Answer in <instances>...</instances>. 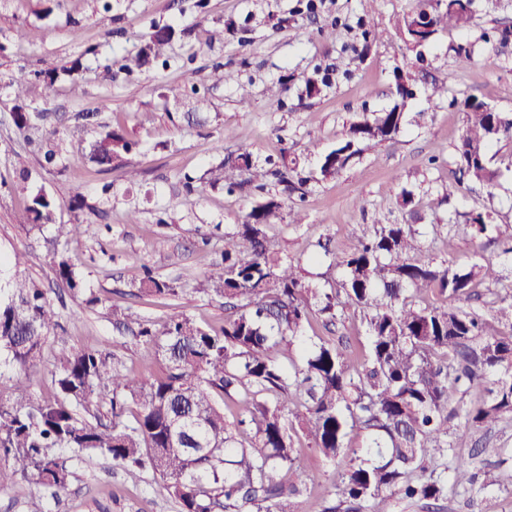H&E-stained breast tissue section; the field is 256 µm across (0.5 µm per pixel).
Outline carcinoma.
Wrapping results in <instances>:
<instances>
[{"instance_id": "cac0c4a2", "label": "carcinoma", "mask_w": 512, "mask_h": 512, "mask_svg": "<svg viewBox=\"0 0 512 512\" xmlns=\"http://www.w3.org/2000/svg\"><path fill=\"white\" fill-rule=\"evenodd\" d=\"M474 0H418L402 17L399 31L413 47L428 45L442 28H464L472 20ZM175 29L154 25L133 56L112 59L102 79L114 70L132 72L151 65L171 43ZM81 69L75 59L43 72L50 87L61 76ZM14 94L11 121L25 133L43 125L48 114L26 103L25 80L10 83ZM384 112H360L347 138L322 155L318 170L299 168L283 152L266 167L247 150L224 157L210 171L211 182L227 189H265L274 178L286 197L304 200L313 181H326L349 169L371 144L396 138L406 127L407 102L413 92L397 88ZM465 126L456 149L459 174L488 188L499 172L488 150L512 140V117L491 112L475 97L465 99ZM56 129L34 143L48 166L57 163ZM138 143L121 128L103 126L91 144L89 160L112 170ZM402 221H379L344 252H332L341 273L329 286L306 285L299 265L279 255L268 235L282 202L258 203L241 216L233 234L224 235V253L212 264L201 291L230 301L224 327L212 332L193 318L176 314L161 325L138 322L114 309L117 326L133 336L148 357L162 360L165 371L153 379L132 376L122 362L103 350L63 353L52 371L55 392L36 399L27 373L42 361L43 345L59 326L43 289L31 279H15L0 288V488L20 480L59 494L73 471L58 454L72 450L106 463L145 469L153 474L155 496L173 499L179 512H300V490L278 479L293 467L297 449L288 434L286 415L293 412L318 451L334 461L351 437H361L359 451L328 491L331 504L322 512H392L396 499L436 501L453 485L476 482L473 459L499 457L503 449L484 441L465 458L457 453L473 430L488 428L512 414V291L501 294L488 315L419 303L430 288L469 297L473 281L499 283L500 264L482 260L470 270L437 263L410 224L413 192L402 190ZM57 202L42 189L29 191L26 212L36 226L55 220ZM491 215L469 213L476 235L495 228ZM57 278L86 296L66 251H55ZM140 295L178 294L173 285L146 273ZM353 310L366 326L363 357L324 340L305 350L303 330L317 312L328 321ZM508 326L487 331L489 320ZM483 398L462 406L464 395ZM236 395V427L254 430L250 446L239 441L224 420L216 398Z\"/></svg>"}]
</instances>
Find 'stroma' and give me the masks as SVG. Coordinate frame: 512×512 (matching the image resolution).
<instances>
[{
    "instance_id": "1",
    "label": "stroma",
    "mask_w": 512,
    "mask_h": 512,
    "mask_svg": "<svg viewBox=\"0 0 512 512\" xmlns=\"http://www.w3.org/2000/svg\"><path fill=\"white\" fill-rule=\"evenodd\" d=\"M414 5L415 0H380L376 6L369 0H205L200 9L196 0L179 6L172 0H115L107 13L100 0H0V42L12 47L0 56V284L18 275L41 283L61 323L45 343V367L30 375L35 397L51 393L49 366L71 349L110 351L138 376L162 373L161 361L144 358L135 339L113 327V308L140 320L160 323L183 313L213 329L223 327V300L201 293L199 286L223 251L225 234L234 232L241 216L263 197L278 198L282 192L273 182L262 194L247 189L230 193L211 184L210 169L224 154L241 149L261 159L286 151L304 168H315L319 155L346 136L357 113L392 105L398 69L417 81L405 132L365 150L336 178L312 184L302 204L303 222L294 223L288 208H281L270 235L282 256L305 269L310 283L332 282L339 273L328 258L319 257V242L329 241L332 249L342 251L370 232L376 220L401 221V192L409 189L416 227L435 262L466 270L482 258L498 260V241L474 238L467 214L490 212L501 235H512V142H500L490 151L501 173L494 193L471 183L457 184L452 192L448 185L457 183L463 101L472 95L512 115V41H498L499 31L512 27V0H498L490 8L478 5L468 28L439 30L429 45L416 49L395 28L397 17ZM368 22L383 31L382 40L364 38ZM154 23L176 30L165 50L169 66L156 62L102 82L108 60L135 54ZM216 29L223 30V41H210ZM468 48L472 60L460 65L458 53ZM75 59L83 64L79 73L61 77L53 88L36 80V71ZM217 63L234 72L236 82H214L210 72ZM424 72L445 89L434 108L427 103V87L418 81ZM19 78L31 81L33 106L57 118L60 155L53 169L41 168L14 131L10 83ZM310 79L319 85L317 95L305 91ZM281 83L288 92L277 102L269 89ZM172 86L205 94L204 123L190 126L182 120V106L165 96ZM87 110L98 111V125L122 126L139 141V151L109 172L82 160L98 134V126L85 127L74 119ZM23 167L31 171L34 186L56 198L55 224H81V234L66 249L78 278L100 298L95 308H87L82 294L55 278V224L28 227L27 198L14 177ZM188 176L196 180L190 194L183 187ZM77 193L84 196L86 209H70ZM162 211L167 214L163 227L156 223ZM132 213L137 216L133 224L128 221ZM18 254L26 255V263L14 264ZM147 269L174 285L178 296H140L139 280ZM507 283L512 284V275L506 276ZM504 284L475 281L465 301L434 289L424 291L421 299L483 313ZM304 334L357 355L366 346L357 313L333 325L312 315ZM491 435L505 450L495 462L498 485L483 489L473 484L436 501L400 500L394 512H471L475 501L482 512H512V415L499 421ZM293 437L300 458L288 479L301 489L302 512H321L339 468L301 428H294ZM70 463L74 476L66 492L40 494L16 481L0 488V512H28L34 497L41 498L46 512H179L174 500L154 497L151 472L87 456L72 457Z\"/></svg>"
}]
</instances>
